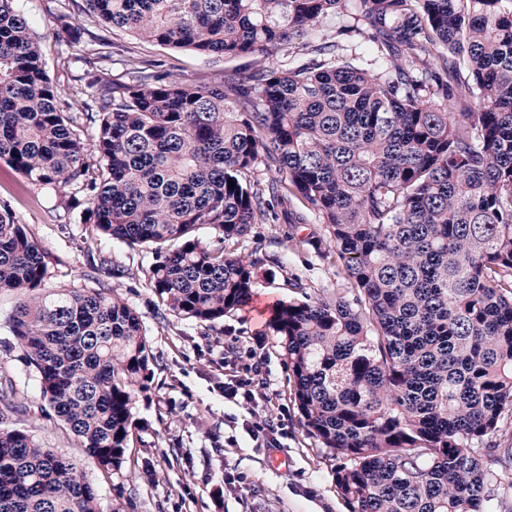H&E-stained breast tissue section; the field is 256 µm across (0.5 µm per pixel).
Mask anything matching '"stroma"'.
I'll use <instances>...</instances> for the list:
<instances>
[{
	"instance_id": "35a3bbf8",
	"label": "stroma",
	"mask_w": 512,
	"mask_h": 512,
	"mask_svg": "<svg viewBox=\"0 0 512 512\" xmlns=\"http://www.w3.org/2000/svg\"><path fill=\"white\" fill-rule=\"evenodd\" d=\"M84 0H71L72 24L83 28L79 43L60 39L53 0H18L39 39L46 71L63 97H70L82 66L76 58L98 49L100 41L122 45L140 57L159 60L175 79L192 84L247 66L244 58L225 60L189 50L132 38L91 21ZM23 179L0 162V202L9 204L53 258V288L113 289L143 319L156 357L148 390L135 394L140 432L128 450L122 473L104 476L53 420L36 417L34 434L43 447L71 457L96 487L104 512H349L336 487L337 461L320 448L300 422L294 384L278 337L267 328L280 302L316 298L345 287L335 257L319 256L311 246L286 247L287 235L298 238L316 224H288L281 219L255 225L270 257L285 266L259 275L250 303L228 313L215 327L167 316L158 320L156 298L142 271L152 257L140 248L90 236L80 210L62 212L53 191L22 190ZM93 255L128 269L125 277L107 270L89 272ZM301 288H292V279ZM17 302L0 295V368L10 372L26 397L38 394V382L14 348L6 317ZM261 355L264 377H250L252 355ZM250 382L251 398H224V388ZM271 423L282 428L280 445L267 447L251 428Z\"/></svg>"
}]
</instances>
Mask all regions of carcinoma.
<instances>
[{
	"label": "carcinoma",
	"instance_id": "1",
	"mask_svg": "<svg viewBox=\"0 0 512 512\" xmlns=\"http://www.w3.org/2000/svg\"><path fill=\"white\" fill-rule=\"evenodd\" d=\"M85 3L142 41L291 62L187 85L127 48L113 79L112 53L95 52L76 112L17 0H0V160L63 209L86 205L95 234L149 248L164 310L207 328L250 302L264 261L256 236L250 260L226 246L279 208L322 225L298 244L336 251L347 287L279 304L268 327L349 512L512 503L498 443L512 427V0ZM261 166L279 177L260 181ZM49 264L0 206V293L19 296L8 328L40 387L23 399L0 373V512H102L25 416L54 419L118 473L155 356L125 299L48 288Z\"/></svg>",
	"mask_w": 512,
	"mask_h": 512
}]
</instances>
